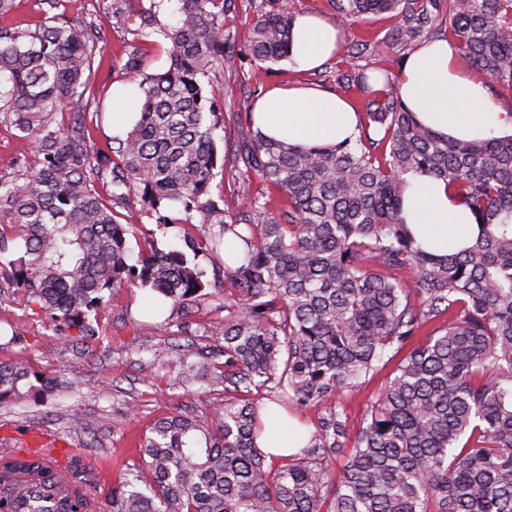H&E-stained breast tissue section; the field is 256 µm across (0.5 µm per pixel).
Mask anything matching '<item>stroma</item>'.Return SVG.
Wrapping results in <instances>:
<instances>
[{
  "label": "stroma",
  "instance_id": "1",
  "mask_svg": "<svg viewBox=\"0 0 512 512\" xmlns=\"http://www.w3.org/2000/svg\"><path fill=\"white\" fill-rule=\"evenodd\" d=\"M111 0H69L68 15L74 23L93 22L102 30L103 51L96 80L101 89L96 98L98 116L91 136L94 148L110 145L119 132L113 126L117 110L114 92L134 88L124 64L130 56H138L144 73L153 74L169 65L167 44L158 31L176 24L177 0H121L123 17L108 13ZM267 0H232L224 14V36L228 46L242 50L249 38L252 18L267 9ZM151 13L155 16L156 33L147 34L132 25V18ZM391 21L383 16H370L344 26L342 48L354 49L359 69L375 75L387 71L397 80L400 58L413 53V46L386 49L378 42L387 36ZM337 57H330L313 71L305 72L288 61L266 64L255 69L242 61L238 70L223 73L207 93L217 103L226 120L216 133L219 153L226 159L224 167V208L235 218H243L238 205L240 194L263 191L257 178L241 174L231 164L235 152V113L248 112L268 89L307 87L336 91ZM235 88L234 96L224 94L225 84ZM120 218H131L134 229L129 236L130 250H138L144 238L156 232L159 216L183 217L180 205L169 203L152 211L140 194L131 193L117 205ZM207 334L209 344L222 342L224 312L218 301L190 306L186 313L173 312L170 303L153 301L148 290L120 288L114 290L103 316L99 334L87 342L62 340L54 329L49 313L33 312L18 306L0 308V361L17 362L43 374L66 370L68 379L76 381L79 393L63 396L56 404L25 405L0 409V431L14 427L40 432L66 442L76 458L89 465H101L109 472L97 484L100 512H112V489L125 473L140 469L142 461L138 443L153 422L170 413L204 415L206 398L182 386L173 373L161 370L156 375L142 371L136 348L149 346L165 350L168 343H190L198 334ZM398 360L385 355L377 371L370 375L360 390L348 396L344 404L351 425H359L368 404L395 375ZM95 421L92 433L79 434L69 428L71 414Z\"/></svg>",
  "mask_w": 512,
  "mask_h": 512
}]
</instances>
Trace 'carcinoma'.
<instances>
[{
	"label": "carcinoma",
	"mask_w": 512,
	"mask_h": 512,
	"mask_svg": "<svg viewBox=\"0 0 512 512\" xmlns=\"http://www.w3.org/2000/svg\"><path fill=\"white\" fill-rule=\"evenodd\" d=\"M66 0L35 27L0 0V124L32 140L13 177L0 179V303L51 315L63 339L98 335L115 289L147 288L181 310L207 296L198 258L228 240L224 345L198 354L172 344L154 367L222 396L205 418L171 414L139 445L142 468L112 488V512H512V135L453 139L424 126L398 85L338 76L358 93L352 143L300 146L266 139L251 113L235 115L236 157L270 188L241 195L253 223L224 210L212 186L224 172L215 132L223 113L206 84L219 66L289 58L295 15H256L245 54L226 49L227 0H179L163 73H142L139 118L118 147H90L100 31L75 25ZM336 23L394 21L383 44L410 45L442 11L458 61L512 96V0H328ZM443 180L479 232L436 256L401 218L404 175ZM137 190L150 208L178 202L183 246L153 236L131 258L132 228L114 205ZM410 270L414 287L391 271ZM436 322L444 328L413 345ZM396 375L351 433L342 398L390 350ZM58 380L0 361V405L42 402ZM321 405L295 454L257 442L265 402ZM69 479L92 482L69 462Z\"/></svg>",
	"instance_id": "1"
}]
</instances>
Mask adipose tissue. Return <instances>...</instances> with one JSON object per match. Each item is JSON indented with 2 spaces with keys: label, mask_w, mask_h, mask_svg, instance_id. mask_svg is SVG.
<instances>
[{
  "label": "adipose tissue",
  "mask_w": 512,
  "mask_h": 512,
  "mask_svg": "<svg viewBox=\"0 0 512 512\" xmlns=\"http://www.w3.org/2000/svg\"><path fill=\"white\" fill-rule=\"evenodd\" d=\"M335 23L313 15L298 16L291 62L300 70L320 67L340 46ZM398 86L406 105L427 127L461 140L512 133V114L493 106L484 82L462 67L446 38H437L407 56ZM253 120L266 137L293 144H333L357 135L352 105L330 92L274 87L255 103ZM402 215L422 247L447 252L466 246L478 228L470 211L449 197L444 181L410 175ZM261 447L283 454L302 447L306 429L277 410L264 414Z\"/></svg>",
  "instance_id": "adipose-tissue-1"
}]
</instances>
